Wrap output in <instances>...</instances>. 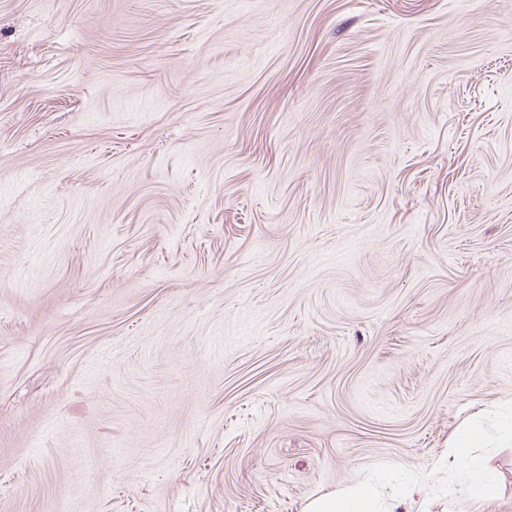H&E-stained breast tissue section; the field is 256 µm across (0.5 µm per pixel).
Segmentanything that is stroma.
I'll return each mask as SVG.
<instances>
[{
  "label": "stroma",
  "mask_w": 512,
  "mask_h": 512,
  "mask_svg": "<svg viewBox=\"0 0 512 512\" xmlns=\"http://www.w3.org/2000/svg\"><path fill=\"white\" fill-rule=\"evenodd\" d=\"M512 0H0V512H512ZM484 439V428L481 423L464 425L455 430L452 436L453 448H471ZM371 488L368 484L357 485L338 495H325L311 501L308 512H372L368 508Z\"/></svg>",
  "instance_id": "stroma-1"
}]
</instances>
